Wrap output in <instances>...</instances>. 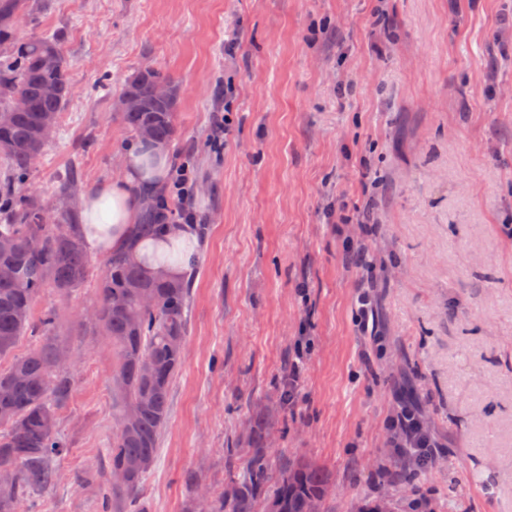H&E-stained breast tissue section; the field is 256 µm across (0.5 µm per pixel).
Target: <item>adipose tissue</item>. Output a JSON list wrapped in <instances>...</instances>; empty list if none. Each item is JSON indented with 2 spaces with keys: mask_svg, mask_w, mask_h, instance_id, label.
I'll use <instances>...</instances> for the list:
<instances>
[{
  "mask_svg": "<svg viewBox=\"0 0 512 512\" xmlns=\"http://www.w3.org/2000/svg\"><path fill=\"white\" fill-rule=\"evenodd\" d=\"M170 176L166 143L137 140L122 155L120 171L96 186L83 200L79 232L89 250H125L146 259L164 277L177 279L189 270L198 240L190 225H181L161 240H133L132 225L141 223L149 199L164 188Z\"/></svg>",
  "mask_w": 512,
  "mask_h": 512,
  "instance_id": "adipose-tissue-1",
  "label": "adipose tissue"
}]
</instances>
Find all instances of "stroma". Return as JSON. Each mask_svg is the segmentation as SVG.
I'll return each instance as SVG.
<instances>
[{"label":"stroma","mask_w":512,"mask_h":512,"mask_svg":"<svg viewBox=\"0 0 512 512\" xmlns=\"http://www.w3.org/2000/svg\"><path fill=\"white\" fill-rule=\"evenodd\" d=\"M42 0L71 95L29 177L53 195L109 179L132 138L113 103L144 67L181 88L173 165L210 225L198 247L184 364L139 512H193L221 491L256 412L272 422L273 466L306 457L332 474L330 512H356L387 487L413 496L387 446L391 403L411 380L442 444L416 480L428 512H512V0ZM385 40L386 53L370 45ZM371 74L369 86L354 85ZM225 138H216L215 120ZM376 232L383 349L357 335L363 276L343 260L336 208ZM90 276L58 302L53 340L76 359L57 406L68 445L36 512H99L116 407L115 356L85 311ZM312 347L292 403L279 384L297 340ZM236 448L228 460V448Z\"/></svg>","instance_id":"1"}]
</instances>
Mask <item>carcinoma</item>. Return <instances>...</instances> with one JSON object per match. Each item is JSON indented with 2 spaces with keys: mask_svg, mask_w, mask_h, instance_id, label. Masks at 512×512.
Returning <instances> with one entry per match:
<instances>
[{
  "mask_svg": "<svg viewBox=\"0 0 512 512\" xmlns=\"http://www.w3.org/2000/svg\"><path fill=\"white\" fill-rule=\"evenodd\" d=\"M38 0H0V266L18 269L0 277V359L13 353L46 294L65 296L88 278L92 260L77 233L80 192L63 178L55 191L56 221L44 220L45 199L28 177L49 142L40 128L58 126L70 95V71L56 35L25 37L21 24L39 10ZM53 85V97L44 87ZM159 85L170 88L161 99ZM123 93L140 102L121 112L122 125L140 138L171 141L178 134L177 88L166 72L139 71ZM194 274L172 280L150 271L125 252L103 259L89 314L116 364L112 398L118 404L108 448L107 487L101 512H130L153 470L169 417L171 386L184 359ZM66 349L46 343L0 368V512H27L31 494L55 482V462L66 450L56 405L70 390L75 361L60 365ZM272 428L256 417L247 433L251 455L242 473L232 471L219 493L196 487L195 512H327V470L308 460L273 472L266 448Z\"/></svg>",
  "mask_w": 512,
  "mask_h": 512,
  "instance_id": "1",
  "label": "carcinoma"
}]
</instances>
